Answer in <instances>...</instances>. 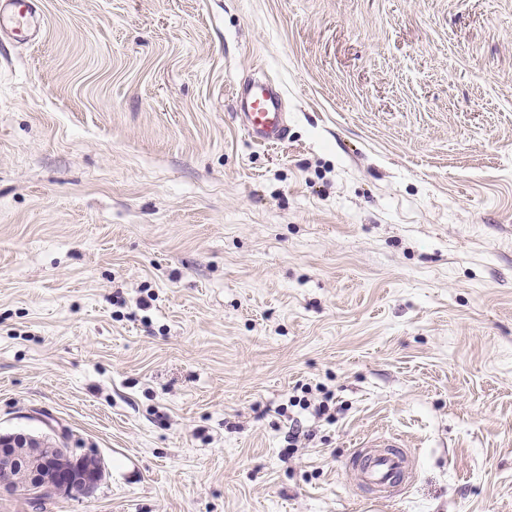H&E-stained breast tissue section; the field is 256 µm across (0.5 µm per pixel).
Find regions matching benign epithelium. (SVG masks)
Returning <instances> with one entry per match:
<instances>
[{"mask_svg": "<svg viewBox=\"0 0 512 512\" xmlns=\"http://www.w3.org/2000/svg\"><path fill=\"white\" fill-rule=\"evenodd\" d=\"M101 477L102 470L87 468L84 457L48 438L0 434V497L21 495L36 503L48 490L89 497Z\"/></svg>", "mask_w": 512, "mask_h": 512, "instance_id": "1", "label": "benign epithelium"}]
</instances>
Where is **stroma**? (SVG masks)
Masks as SVG:
<instances>
[{
	"instance_id": "obj_1",
	"label": "stroma",
	"mask_w": 512,
	"mask_h": 512,
	"mask_svg": "<svg viewBox=\"0 0 512 512\" xmlns=\"http://www.w3.org/2000/svg\"><path fill=\"white\" fill-rule=\"evenodd\" d=\"M40 8L0 33V433L104 464L42 512H512V0ZM249 137L259 143L275 144L287 136L282 97L266 82H251L236 90ZM405 447L404 440L395 434L366 441L348 459L355 480L381 489V494L389 493L396 484L407 483L410 473Z\"/></svg>"
}]
</instances>
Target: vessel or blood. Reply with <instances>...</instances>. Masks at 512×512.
I'll use <instances>...</instances> for the list:
<instances>
[{
    "instance_id": "obj_1",
    "label": "vessel or blood",
    "mask_w": 512,
    "mask_h": 512,
    "mask_svg": "<svg viewBox=\"0 0 512 512\" xmlns=\"http://www.w3.org/2000/svg\"><path fill=\"white\" fill-rule=\"evenodd\" d=\"M38 0H0V19H8L13 34L34 40L39 18ZM235 96L244 111L243 125L249 137L259 143L275 144L287 136L282 97L265 82H251L237 89ZM358 483L389 492L408 482V456L403 439L390 434L363 443L349 458Z\"/></svg>"
}]
</instances>
